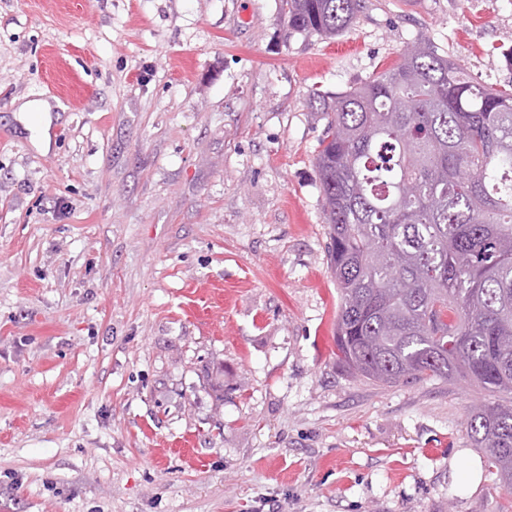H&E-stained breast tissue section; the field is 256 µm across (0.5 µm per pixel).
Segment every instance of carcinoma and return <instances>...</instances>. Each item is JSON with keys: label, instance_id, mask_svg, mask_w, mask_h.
Masks as SVG:
<instances>
[{"label": "carcinoma", "instance_id": "cac0c4a2", "mask_svg": "<svg viewBox=\"0 0 512 512\" xmlns=\"http://www.w3.org/2000/svg\"><path fill=\"white\" fill-rule=\"evenodd\" d=\"M361 0H282L295 33L332 39ZM311 107L340 295L336 361L384 385L458 377L496 396L466 429L512 490V93L421 42Z\"/></svg>", "mask_w": 512, "mask_h": 512}]
</instances>
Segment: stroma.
Wrapping results in <instances>:
<instances>
[{
	"mask_svg": "<svg viewBox=\"0 0 512 512\" xmlns=\"http://www.w3.org/2000/svg\"><path fill=\"white\" fill-rule=\"evenodd\" d=\"M0 0V512H498L457 484L487 400L336 363L315 155L420 41L512 91V0ZM53 107L47 146L19 106ZM361 0H282V15L295 33L336 38L357 19Z\"/></svg>",
	"mask_w": 512,
	"mask_h": 512,
	"instance_id": "35a3bbf8",
	"label": "stroma"
}]
</instances>
